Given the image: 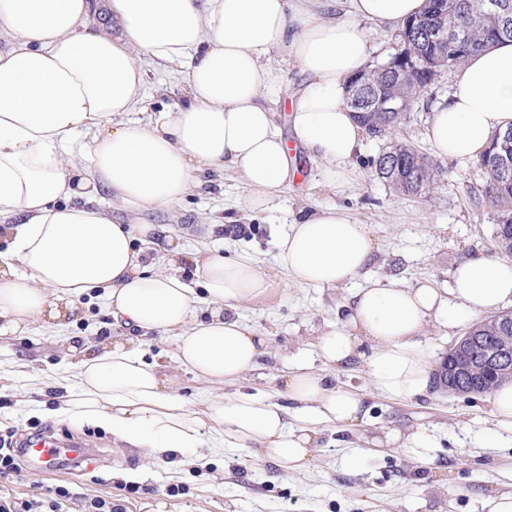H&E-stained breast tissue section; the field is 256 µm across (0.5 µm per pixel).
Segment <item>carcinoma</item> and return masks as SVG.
Listing matches in <instances>:
<instances>
[{
	"instance_id": "1",
	"label": "carcinoma",
	"mask_w": 512,
	"mask_h": 512,
	"mask_svg": "<svg viewBox=\"0 0 512 512\" xmlns=\"http://www.w3.org/2000/svg\"><path fill=\"white\" fill-rule=\"evenodd\" d=\"M400 48L390 59L349 80L346 103L372 135H393L411 106L428 92L438 74L461 65L489 45L512 40V0H426L419 17L399 32ZM485 182L479 203L498 212L495 238L500 250L512 253V128L495 135L478 159ZM373 166L393 192L417 195L433 183L434 162L416 147L395 142L382 151ZM504 355L512 366V313L480 320L463 351L451 347L453 392L473 398L494 390L501 381L488 362Z\"/></svg>"
}]
</instances>
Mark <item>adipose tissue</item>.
Returning a JSON list of instances; mask_svg holds the SVG:
<instances>
[{"label": "adipose tissue", "instance_id": "ef3b65f1", "mask_svg": "<svg viewBox=\"0 0 512 512\" xmlns=\"http://www.w3.org/2000/svg\"><path fill=\"white\" fill-rule=\"evenodd\" d=\"M305 2L107 0L120 29L112 36L90 26L91 0H0L7 43L0 50V233L8 241L0 251V338L62 323L84 297H102L126 338L97 352L71 343L76 383L49 414L110 429L146 463L203 467L211 450L245 448L304 472L320 426L357 428L370 413L362 394L337 384L338 371L361 364L382 399L429 396L439 370L418 347L425 326L512 305L511 258L470 256L446 291L368 280L350 292L343 317L325 326L312 354L283 377L280 403L234 388L265 345L242 311L284 283L333 287L360 277L377 247L367 226L332 207L307 213L277 236L275 274L247 254L199 251L191 258L199 289L180 274L189 258L177 242L161 265L136 247L158 230L144 215L178 206L203 174L236 170L251 211L292 180L287 142L269 107L286 90L283 69L270 62L281 49L306 77L291 97L296 142L321 162L324 183L351 182L364 130L345 104L346 87L368 69L371 54L358 23L401 28L424 0H345V20ZM145 58L183 64L186 87L181 103L143 119ZM510 128L512 42H503L456 69L427 137L439 156L470 161ZM82 136L92 146L79 154ZM103 191L130 221L94 204ZM153 335L174 337L178 366L207 384L200 404L178 393L176 375L144 361L138 342ZM488 403L494 429L480 444L512 442V383L494 389ZM365 445L426 463L438 450L425 428L384 429Z\"/></svg>", "mask_w": 512, "mask_h": 512}]
</instances>
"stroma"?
<instances>
[{
    "label": "stroma",
    "mask_w": 512,
    "mask_h": 512,
    "mask_svg": "<svg viewBox=\"0 0 512 512\" xmlns=\"http://www.w3.org/2000/svg\"><path fill=\"white\" fill-rule=\"evenodd\" d=\"M143 67L150 107L182 101L181 66L147 60ZM451 78V72H442L412 106L399 139L432 153L427 124L447 97ZM387 143L384 137L365 136L353 160L357 176L343 186L323 184L319 162L297 146L290 154L294 181L263 211L245 208L240 178L228 169L223 187L204 184L178 207L151 213L146 221L164 225L187 252L207 246L223 247L229 255L244 251L273 270L274 237L300 214L333 207L367 225L377 242L366 278H386L406 287L426 280L445 289L455 265L471 253L499 256L494 238L498 214L475 201L483 183L476 162L436 157L438 174L429 192L400 196L377 178L372 165ZM235 225L240 233H232ZM349 292L346 284L289 286L271 302L245 308V320L266 336L267 344L257 369L243 381L244 390L273 396L278 378L310 352L325 324L343 315ZM75 336L112 338V318L98 299H85L80 315L57 331L36 326L26 335L0 338V434L47 426L81 438L91 449L79 467L68 462L54 471L25 467L19 476L0 479V494L32 501V512H49L53 490L60 485L71 493L70 512H81L85 502L107 495L124 512H482V496L512 488V447L477 448L470 442L471 434L492 426L486 397L467 401L444 389L410 403L371 401L370 428L424 427L438 435L441 452L431 463L390 449L347 466L356 432L328 427L305 473L257 462L243 448L223 449L203 468L186 465L175 472L160 464L144 466L137 452L122 448L110 431L47 416L57 394L54 382L71 363L65 345ZM142 351L147 362L176 368L183 397L191 400L204 390L201 380L177 369L173 337L147 342ZM126 470L131 478L119 479ZM173 486L178 489L174 496L169 493Z\"/></svg>",
    "instance_id": "1"
}]
</instances>
